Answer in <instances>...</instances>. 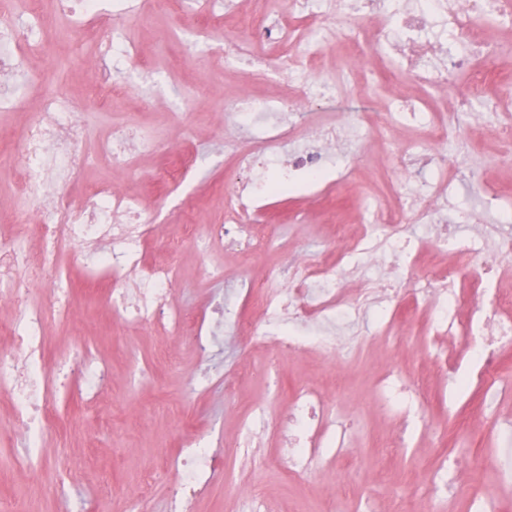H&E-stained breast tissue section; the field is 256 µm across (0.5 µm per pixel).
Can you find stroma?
<instances>
[{"instance_id": "1", "label": "stroma", "mask_w": 512, "mask_h": 512, "mask_svg": "<svg viewBox=\"0 0 512 512\" xmlns=\"http://www.w3.org/2000/svg\"><path fill=\"white\" fill-rule=\"evenodd\" d=\"M196 12L194 0H185L163 16L146 14L134 21L116 16L95 41L59 23L51 51L33 62L34 83L24 91V108L0 111V150L8 151L45 95L61 94L78 103L92 127L81 148L85 181L109 174L102 143L115 125L143 130L166 146V153L142 158L145 170L168 162L170 151L198 152L194 173L178 188L133 177L124 181L144 200L157 226L159 240L146 248L151 261L163 256L160 239L175 233L179 207L194 205L196 222L203 226L223 220L224 177L234 170L233 160L224 155L229 105L245 89L271 98L284 88L280 79L255 76L249 66L225 67L218 51L181 65L182 44L164 40L163 33L179 24L194 27ZM116 33L139 43L142 56L124 75L127 100L103 110L83 97L87 58ZM385 91L384 85L371 84L322 109L305 107L298 127L308 129L320 111L357 119ZM172 104L186 113L184 126H169L167 110ZM347 154L362 170V183L340 193L324 184L302 189L288 185L265 197L269 218L280 225L287 251H273L264 261L248 265L242 254L223 245L202 253L185 244L175 265L169 306L198 316L211 311L226 291L241 287L245 273L262 276L264 265L282 263L291 253H331L333 245L318 223L302 227L290 223L289 217L309 207V196L316 192L337 221L354 222L356 204L362 193L376 191L393 149L384 137L370 134L351 145ZM460 159L474 179L512 190V170L501 166L491 142L464 135ZM64 264L80 304L69 325L46 327L43 364L56 373L69 361L73 348L83 346L107 362L109 375L97 399L87 401L74 393L55 403L43 427V463L35 470L13 462L23 445L13 430L11 394L0 389V501L10 502L14 512H127L125 490L144 474L167 469L184 439H201L221 452L225 441L236 437L240 418L256 404H265L273 415H284L292 389L306 383L322 387L339 417L358 420L347 436L350 459L340 482L326 481L321 466L294 478L275 464L282 453L281 437L264 436L267 463L250 478L265 489L266 512H326L334 501L342 512H469L475 497L492 502L499 512H512V485L500 484L493 466L499 434L512 432V396L477 386L460 392L437 374L449 352H462L466 337L436 341L412 327L394 344L378 335L366 314L356 324L352 347L336 358L304 350L282 360L277 377L265 378L264 350L241 352L232 333H225L222 348L207 364L176 334L154 326L127 329L113 323L96 295L106 286L104 274L89 271L73 254ZM386 364L396 365L405 379L426 378L431 395L427 418L435 427L449 430L448 440L432 436L401 447L397 417L373 394L378 369ZM207 369L214 371V383L193 389V376ZM228 377L234 381L229 393L224 390ZM452 449L470 455L474 465L455 472V493L439 500L431 494L432 469ZM235 475V461L219 455L213 485L193 503V512H249L248 503L233 493Z\"/></svg>"}]
</instances>
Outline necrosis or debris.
Listing matches in <instances>:
<instances>
[{
  "instance_id": "necrosis-or-debris-1",
  "label": "necrosis or debris",
  "mask_w": 512,
  "mask_h": 512,
  "mask_svg": "<svg viewBox=\"0 0 512 512\" xmlns=\"http://www.w3.org/2000/svg\"><path fill=\"white\" fill-rule=\"evenodd\" d=\"M173 0H56V9L74 27L94 33L103 14H145ZM247 36L224 44V63L249 64L272 71L287 85L273 99L242 93L232 135L224 151L238 168L250 171L249 181L237 183L224 194V220L199 228L190 210L178 212L182 231L164 244L165 256L146 261V247L154 242L156 227L147 217L141 198L115 181L85 188L74 199L72 186L79 174V148L89 136L87 121L76 104L63 95L44 97L42 110L23 129L17 154L21 179L17 192L36 188L40 201L35 212H21L15 233L0 235V306L12 308L11 325L16 350L0 355V385L10 388L16 410L15 427L24 441L20 465L41 464L39 441L47 399L56 393L43 371L44 329L49 322H69L75 303L61 262L67 251L95 245L94 265L106 268L113 287L106 303L126 325H156L177 331L191 340L202 357H209L224 322L225 310L189 320L179 310L166 309L172 272L185 242L200 251L220 243L228 250L250 252L259 258L278 242L275 225L262 221L260 197L269 188V171L280 182L302 178L314 183L330 171L336 147L364 132L392 128H420L421 141L400 143L396 165L387 175L388 194L396 196L392 208L374 196L363 198L356 226L337 225L335 262L325 256H297L268 268L262 281H247L244 299L262 314L261 323L238 316L233 329L244 349L263 343L274 354L296 353L309 347L336 356L357 318L375 307L381 335L402 338L404 323L386 300L390 294L423 301L431 316L428 333L439 339L468 337L463 364L447 374L459 385H469L467 367H474L485 386H492L504 349L512 347V294L499 293L498 277L512 266V208L485 201L497 221L484 225L480 247L463 244L456 225L446 223L448 201L466 177L457 155L450 151L457 123L468 132L490 129L500 146L512 142V0H293L287 17L268 13L238 19ZM49 27L38 0H24L16 14L0 17V109L19 108L24 100L19 83L32 77L29 57L46 50ZM335 53L334 76L312 80L314 69H326L328 53ZM139 54L122 37L113 38L94 56V77L86 84L91 102L111 105L123 95L125 67ZM385 73L388 110L399 113L397 124L384 121L372 109L355 120L337 113L334 122L315 123L300 134L296 115L302 103L344 95L366 82L371 70ZM468 80V94L449 101L433 97L434 89L449 80ZM115 171L142 173L155 184L180 183L195 167L198 156L185 151L165 167L140 172L141 154L160 151V144L140 131L113 127L104 144ZM430 224L439 250H453L452 268L427 274L426 255L413 248L409 223ZM37 237L40 247L30 252L23 243ZM390 265L392 273L367 278L356 296H345L337 284L336 269L352 271ZM50 286L57 296L46 305L31 300L32 288ZM489 298L490 305L477 302ZM473 308L467 319L458 310ZM377 392L400 418L403 428L419 432L427 426L426 387L423 380L407 382L386 368ZM346 423L337 421L318 387H297L288 413L269 418L264 405H256L242 422L232 453L243 467L255 468L263 459L256 441L265 432H282V459L293 475L314 468L325 456L335 457L345 445ZM175 512H190L192 502L213 479V455L207 448H184L166 472Z\"/></svg>"
}]
</instances>
